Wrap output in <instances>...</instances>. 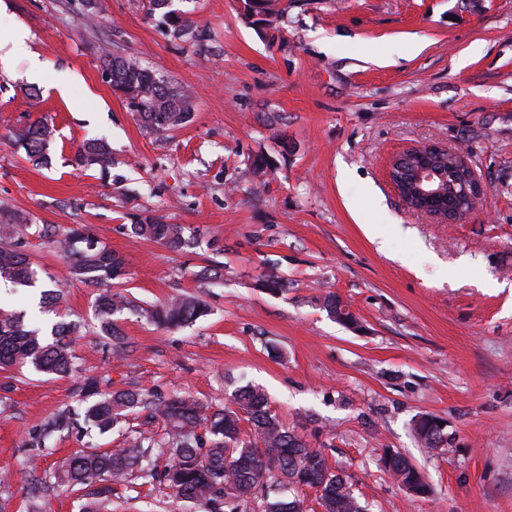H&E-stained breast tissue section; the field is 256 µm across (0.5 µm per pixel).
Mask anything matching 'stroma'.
Instances as JSON below:
<instances>
[{
	"label": "stroma",
	"mask_w": 512,
	"mask_h": 512,
	"mask_svg": "<svg viewBox=\"0 0 512 512\" xmlns=\"http://www.w3.org/2000/svg\"><path fill=\"white\" fill-rule=\"evenodd\" d=\"M0 0V31L28 34L29 56L0 61V209L24 214L38 266L32 288L0 307L43 326L86 323L84 374L116 389L182 393L224 404L245 384L310 447L323 449L369 512H512V0H277L260 24L239 0H173L197 23L176 38L148 0ZM131 55L173 88L192 118L144 128L102 79V50ZM43 119L55 140L33 164L10 129ZM107 139L109 174L76 166L79 145ZM467 156L487 192L465 222L410 209L388 162L410 145ZM273 167L255 177L251 162ZM152 217L194 229L187 252L132 238ZM86 224L126 258L113 288L148 308L193 295L209 309L168 330L129 313L121 351L98 336L96 291L67 276L42 225ZM386 236L378 247L370 235ZM277 269L287 288L258 286ZM334 292L352 329L320 304ZM75 377L0 369V473L27 456L29 430L68 402ZM445 422L448 453L410 430ZM420 466L433 487L408 498L380 467L383 449ZM87 490L0 485V512H79ZM112 512H202L171 491L112 488Z\"/></svg>",
	"instance_id": "1"
}]
</instances>
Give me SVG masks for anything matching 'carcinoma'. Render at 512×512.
I'll use <instances>...</instances> for the list:
<instances>
[{
  "mask_svg": "<svg viewBox=\"0 0 512 512\" xmlns=\"http://www.w3.org/2000/svg\"><path fill=\"white\" fill-rule=\"evenodd\" d=\"M246 16H277L273 0H240ZM165 17L173 35L184 37L196 29L194 21L171 9ZM112 68V81L119 84L132 111L151 131H167L192 118V96L174 90L154 71L130 57L103 54V68ZM15 145L28 158L48 161L55 129L42 120L11 131ZM77 165L112 168V148L103 138L89 139L78 150ZM443 204L470 209L465 182L457 176L446 181ZM18 213H0V278L29 286L37 271L26 250L25 238L7 227L22 224ZM131 235L160 243L176 252L197 243L180 224H164L147 218L130 225ZM40 236L52 239L69 262L71 276L96 289L94 312L102 336L119 347L124 336L112 319L117 313H138L137 305L119 291L112 281L125 271L123 255L103 245L91 229L74 224L63 231L45 224ZM286 281L271 271L259 280V287L276 293ZM328 315L349 325L356 316L335 293L322 298ZM148 319L165 328H180L207 315L204 304L191 297H173L147 311ZM82 336L81 324L61 319L46 332L27 326L24 312L0 308V368L28 364L38 373L69 376L79 372L74 346ZM151 423L162 420L165 434L158 439L136 431L127 447L99 450L90 447L70 456L52 473L49 483L56 488L74 489L100 482L99 498L85 512H112L108 498L110 483H124L135 477L155 487L164 486L180 499L200 505L204 512H246L253 503L260 512H366L347 480L329 465L323 451L311 448L269 410L265 391L254 385L239 387L231 403L212 407L190 397L164 396L142 389H114L104 377H84L72 394V402L41 426L28 432L27 446L49 447L56 435L76 431L83 437L104 435L125 428L129 418ZM438 417L422 413L413 420V431L422 447L447 450L450 442L436 428ZM165 456L162 468L151 463L153 456ZM385 469L408 495L424 497L430 486L424 473L400 454L386 456ZM303 488L315 490L314 506L295 495Z\"/></svg>",
  "mask_w": 512,
  "mask_h": 512,
  "instance_id": "carcinoma-1",
  "label": "carcinoma"
}]
</instances>
